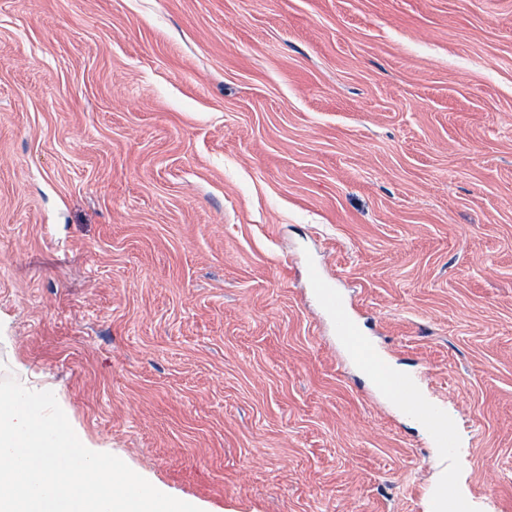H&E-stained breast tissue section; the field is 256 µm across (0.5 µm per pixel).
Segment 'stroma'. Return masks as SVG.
I'll use <instances>...</instances> for the list:
<instances>
[{
	"label": "stroma",
	"instance_id": "obj_1",
	"mask_svg": "<svg viewBox=\"0 0 512 512\" xmlns=\"http://www.w3.org/2000/svg\"><path fill=\"white\" fill-rule=\"evenodd\" d=\"M0 328L201 512H512V0H0Z\"/></svg>",
	"mask_w": 512,
	"mask_h": 512
}]
</instances>
